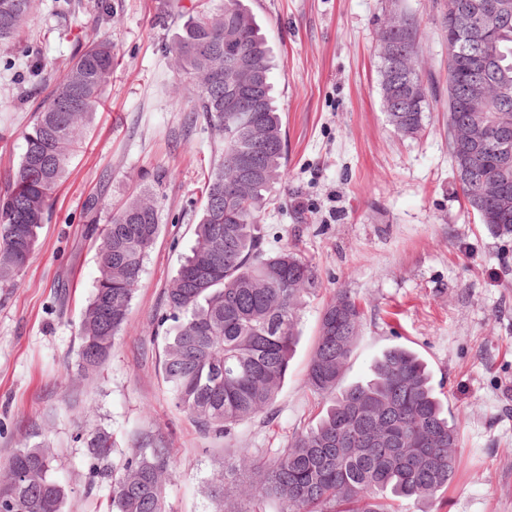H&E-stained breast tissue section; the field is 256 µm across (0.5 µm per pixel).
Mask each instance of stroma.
I'll use <instances>...</instances> for the list:
<instances>
[{
	"mask_svg": "<svg viewBox=\"0 0 512 512\" xmlns=\"http://www.w3.org/2000/svg\"><path fill=\"white\" fill-rule=\"evenodd\" d=\"M34 0L29 52L0 46V173L15 166L33 112L27 57L59 80L77 45L111 42L118 62L105 105L82 131L69 174L39 231L30 264L0 284V469L45 442L68 495L64 512H108L112 489L93 478L85 436L111 433L131 452L161 445L175 462L167 512H216L212 477L239 449L273 459L324 406L307 383L321 312L348 291L365 319L343 384L366 379L387 348H412L459 431V469L430 501L398 512H512V237L466 208L448 154V0H242L265 34L286 175L260 217L268 251L310 260L318 288L300 310L298 339L273 405L218 438L174 405L158 369L165 290L195 243L204 177L223 147L182 90L191 78L166 51L178 7L196 0ZM415 22L424 127L402 135L381 100L379 33L388 15ZM148 192L159 212L128 322L99 370L76 374L78 326L98 275L84 205L109 220Z\"/></svg>",
	"mask_w": 512,
	"mask_h": 512,
	"instance_id": "obj_1",
	"label": "stroma"
}]
</instances>
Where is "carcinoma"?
Here are the masks:
<instances>
[{
	"mask_svg": "<svg viewBox=\"0 0 512 512\" xmlns=\"http://www.w3.org/2000/svg\"><path fill=\"white\" fill-rule=\"evenodd\" d=\"M31 9L32 0H0L1 44L23 41ZM490 52L498 61L493 78L506 108L488 116L492 123L512 125V24L498 29ZM168 53L191 75L184 93L222 133L224 148L205 177L191 254L166 291L159 366L176 407L201 432L224 437L275 401L297 341L300 306L318 288V278L309 260L288 247L269 253L260 236L259 218L269 204L265 192L285 175V141L273 104L269 48L252 15L241 0H224V9L216 12L189 11ZM228 53L264 75L252 110L228 109ZM113 65L112 43L92 42L36 102L20 161L0 188V283L12 280L32 258L38 229L80 142L79 130L102 104ZM469 67L467 60L454 61L448 81L460 84ZM400 90L390 62L382 61V99ZM388 118L398 133L416 134L423 129V102ZM256 138L268 142L259 151L258 173L237 198L226 201L224 187L236 181L228 157L252 151ZM474 214L494 235L512 236V210L504 213L486 203ZM85 217L97 244L98 276L78 329L77 369L84 374L111 353L159 230L158 211L144 194L128 200L102 226L91 198ZM363 322V309L346 291L326 304L308 383L327 406L271 461L262 463L240 449L212 480L225 512H263L267 496L281 503L282 512H395L383 496L387 490L396 498L429 501L448 488L457 469L458 431L416 352L388 348L374 361L369 380L341 386ZM86 446L96 476L112 488L111 512H166V480L174 467L170 449L118 456L105 431L89 434ZM8 468L22 478L0 481L3 512H62L67 492L55 475L51 448H18Z\"/></svg>",
	"mask_w": 512,
	"mask_h": 512,
	"instance_id": "obj_1",
	"label": "carcinoma"
}]
</instances>
